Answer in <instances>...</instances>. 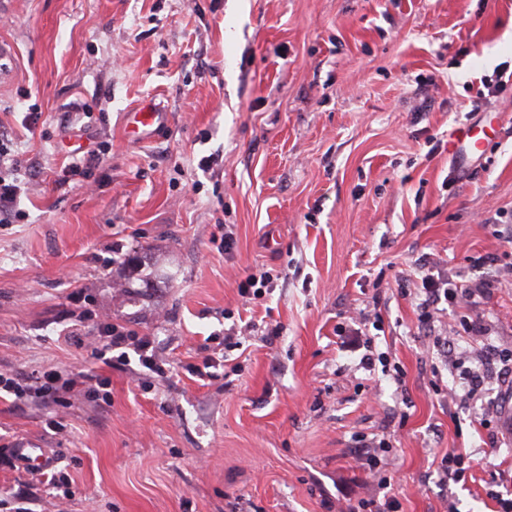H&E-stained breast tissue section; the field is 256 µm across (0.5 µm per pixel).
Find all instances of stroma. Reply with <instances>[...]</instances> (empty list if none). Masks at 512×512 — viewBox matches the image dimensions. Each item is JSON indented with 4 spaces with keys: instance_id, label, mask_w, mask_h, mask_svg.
Segmentation results:
<instances>
[{
    "instance_id": "1",
    "label": "stroma",
    "mask_w": 512,
    "mask_h": 512,
    "mask_svg": "<svg viewBox=\"0 0 512 512\" xmlns=\"http://www.w3.org/2000/svg\"><path fill=\"white\" fill-rule=\"evenodd\" d=\"M1 41L0 134L28 191L0 224V373H96L95 332L67 339L77 292L154 337L169 371L114 366L107 404L0 400V512L6 496L33 512H351L386 494L397 512H495L512 433L449 401L414 289L423 263L488 284L437 331L466 317L487 336H459L461 352L512 346V92L485 102L500 119L481 159L448 153L484 120L482 78L512 72V0H7ZM147 102L167 120L137 139L125 116ZM102 144L87 176L69 173ZM211 154L216 176L198 167ZM262 268L288 276L244 302ZM242 319L278 334L225 350ZM359 330L403 383L361 368ZM373 437L390 443L375 473L359 462ZM24 439L68 496L5 465ZM451 448L475 465L444 487Z\"/></svg>"
}]
</instances>
